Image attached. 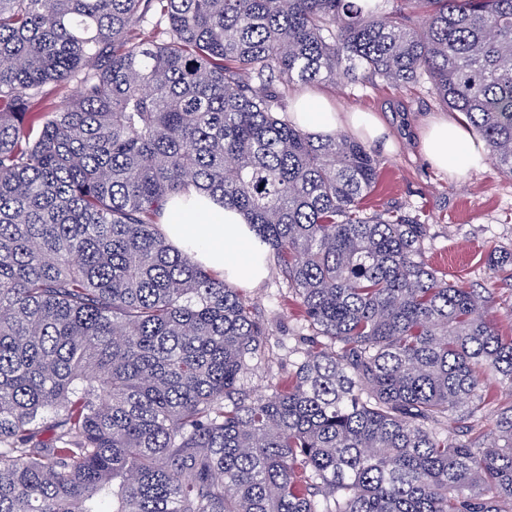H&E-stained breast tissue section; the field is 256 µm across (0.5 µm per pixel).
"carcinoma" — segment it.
Instances as JSON below:
<instances>
[{"mask_svg":"<svg viewBox=\"0 0 512 512\" xmlns=\"http://www.w3.org/2000/svg\"><path fill=\"white\" fill-rule=\"evenodd\" d=\"M394 2L0 0V512H508L512 405L470 432L512 335L417 215L366 212L364 142L283 118L294 85L425 80L512 176V0ZM192 190L318 336L268 393V323L167 235Z\"/></svg>","mask_w":512,"mask_h":512,"instance_id":"obj_1","label":"carcinoma"}]
</instances>
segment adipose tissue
<instances>
[{
	"label": "adipose tissue",
	"instance_id": "adipose-tissue-1",
	"mask_svg": "<svg viewBox=\"0 0 512 512\" xmlns=\"http://www.w3.org/2000/svg\"><path fill=\"white\" fill-rule=\"evenodd\" d=\"M288 119L316 137L331 136L346 127L365 141L387 150L392 147L387 129L372 113L337 112L329 102L310 93L293 98ZM420 144L432 167L459 177L486 165L483 141L453 118L441 116L429 121ZM167 233L175 247L192 248L200 263L223 273L231 284H255L265 275L260 242L243 214L210 197L198 196L190 205L169 202Z\"/></svg>",
	"mask_w": 512,
	"mask_h": 512
}]
</instances>
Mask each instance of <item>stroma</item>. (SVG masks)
<instances>
[{"label":"stroma","mask_w":512,"mask_h":512,"mask_svg":"<svg viewBox=\"0 0 512 512\" xmlns=\"http://www.w3.org/2000/svg\"><path fill=\"white\" fill-rule=\"evenodd\" d=\"M344 112L375 113L389 130L394 150L375 147L380 178L365 201L367 211L402 208L428 226L424 259L449 281L481 292L486 312L498 329L512 334V278L489 270L491 251H512V177L494 165L462 177L430 167L420 152L426 123L448 114L428 84L396 87L364 78L343 85L325 81L309 86ZM269 323L272 334L264 357L244 374L242 384L255 393L286 379L310 347L312 331L288 286L274 268L246 288Z\"/></svg>","instance_id":"obj_1"}]
</instances>
